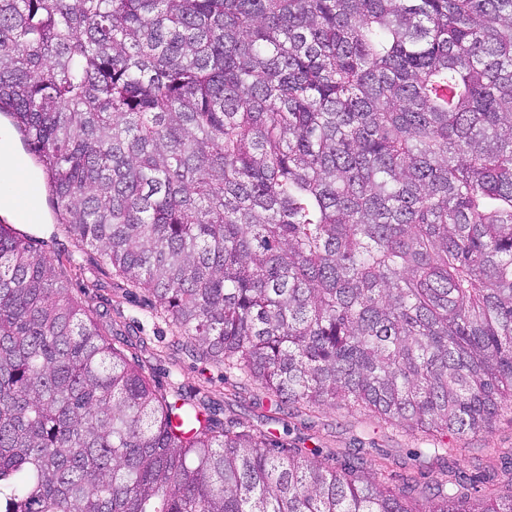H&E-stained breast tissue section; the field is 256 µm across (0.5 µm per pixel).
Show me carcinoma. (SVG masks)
<instances>
[{"mask_svg": "<svg viewBox=\"0 0 512 512\" xmlns=\"http://www.w3.org/2000/svg\"><path fill=\"white\" fill-rule=\"evenodd\" d=\"M57 223L189 351L436 429L387 485L155 389L0 224V512H512V0H0ZM457 458L461 467L471 473V462L475 458L483 459L484 465L498 468L500 472V459L497 455H489L486 448H498L500 453H510L512 448V413H501L495 421L490 433L471 435L458 443ZM487 455V456H486Z\"/></svg>", "mask_w": 512, "mask_h": 512, "instance_id": "obj_1", "label": "carcinoma"}]
</instances>
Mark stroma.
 I'll use <instances>...</instances> for the list:
<instances>
[{
	"instance_id": "1",
	"label": "stroma",
	"mask_w": 512,
	"mask_h": 512,
	"mask_svg": "<svg viewBox=\"0 0 512 512\" xmlns=\"http://www.w3.org/2000/svg\"><path fill=\"white\" fill-rule=\"evenodd\" d=\"M22 232L47 256H73L83 273L72 278L70 294L100 320L107 334H121L124 351L143 366L159 391L185 399L217 404V418L227 427L260 429L285 445L307 449L312 460L332 467L341 456L398 459L411 462L426 438L382 422L367 410L322 406L295 407L275 400L258 382L246 379L224 363L189 353L155 311L148 292L125 287L110 266L90 249H80L61 226L43 220L25 224ZM512 451V413L504 412L491 432L472 435L458 445L461 467L474 459L499 466V453Z\"/></svg>"
}]
</instances>
